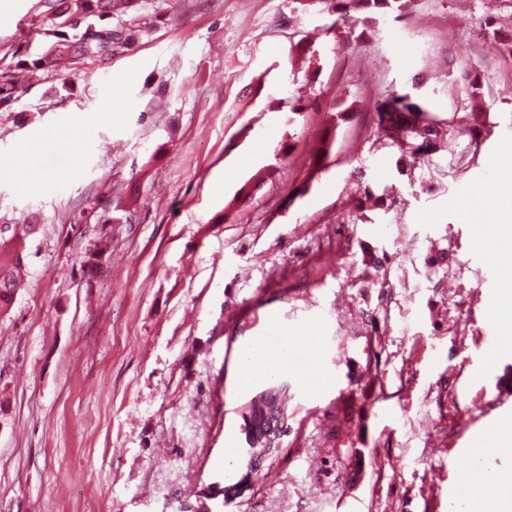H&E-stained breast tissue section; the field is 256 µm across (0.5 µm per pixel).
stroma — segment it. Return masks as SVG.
<instances>
[{"label":"stroma","mask_w":512,"mask_h":512,"mask_svg":"<svg viewBox=\"0 0 512 512\" xmlns=\"http://www.w3.org/2000/svg\"><path fill=\"white\" fill-rule=\"evenodd\" d=\"M9 2L0 160L77 120L93 137L54 144L37 184L0 179V224L36 227L27 285L0 314V512H452L480 429L512 421L492 408L512 379L502 285L457 208L467 188L496 197L512 162L488 0H419L348 44L350 4L335 20L297 0H140L130 45L66 53L64 24L111 15ZM297 32L320 50L316 83L288 62ZM473 67L477 114L462 109ZM388 90L448 126L405 175L374 110ZM299 94L314 106L292 123L277 101ZM367 187L393 203L353 222ZM102 224L112 244L91 269ZM287 335L317 338L324 386H304L293 354L241 388L245 347ZM281 387L279 444L249 471L244 417Z\"/></svg>","instance_id":"stroma-1"}]
</instances>
